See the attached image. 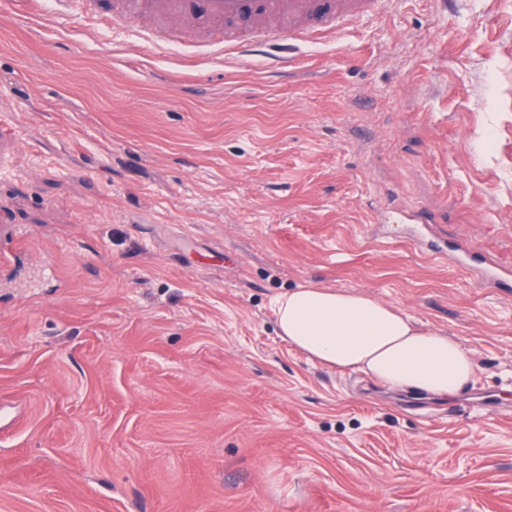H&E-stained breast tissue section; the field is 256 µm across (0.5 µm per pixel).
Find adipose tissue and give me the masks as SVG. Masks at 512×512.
Here are the masks:
<instances>
[{
    "mask_svg": "<svg viewBox=\"0 0 512 512\" xmlns=\"http://www.w3.org/2000/svg\"><path fill=\"white\" fill-rule=\"evenodd\" d=\"M271 308L282 338L308 359L388 389L451 396L473 377L459 342L368 296L302 284L275 296Z\"/></svg>",
    "mask_w": 512,
    "mask_h": 512,
    "instance_id": "1",
    "label": "adipose tissue"
}]
</instances>
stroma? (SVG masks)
I'll return each instance as SVG.
<instances>
[{
  "label": "stroma",
  "instance_id": "obj_1",
  "mask_svg": "<svg viewBox=\"0 0 512 512\" xmlns=\"http://www.w3.org/2000/svg\"><path fill=\"white\" fill-rule=\"evenodd\" d=\"M116 3L0 0V512H512V0L239 53ZM306 282L473 381L313 363L270 308Z\"/></svg>",
  "mask_w": 512,
  "mask_h": 512
}]
</instances>
